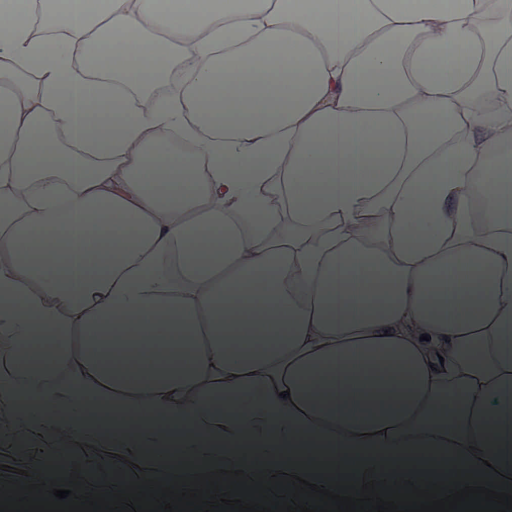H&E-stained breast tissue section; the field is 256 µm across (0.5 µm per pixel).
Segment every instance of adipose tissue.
I'll list each match as a JSON object with an SVG mask.
<instances>
[{
    "mask_svg": "<svg viewBox=\"0 0 512 512\" xmlns=\"http://www.w3.org/2000/svg\"><path fill=\"white\" fill-rule=\"evenodd\" d=\"M510 324L512 0H0L1 500L512 490Z\"/></svg>",
    "mask_w": 512,
    "mask_h": 512,
    "instance_id": "adipose-tissue-1",
    "label": "adipose tissue"
}]
</instances>
